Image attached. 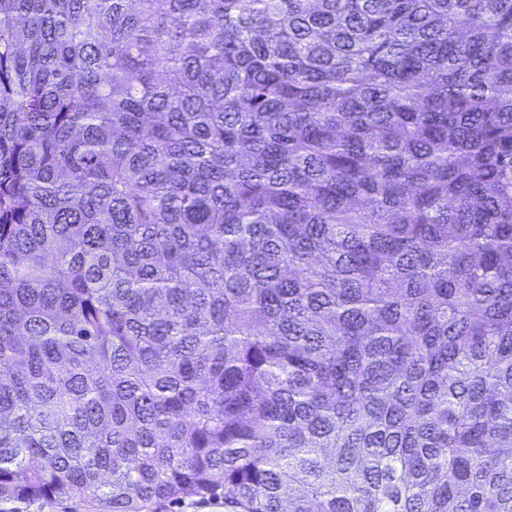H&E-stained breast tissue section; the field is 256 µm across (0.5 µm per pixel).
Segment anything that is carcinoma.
Listing matches in <instances>:
<instances>
[{"label":"carcinoma","instance_id":"cac0c4a2","mask_svg":"<svg viewBox=\"0 0 512 512\" xmlns=\"http://www.w3.org/2000/svg\"><path fill=\"white\" fill-rule=\"evenodd\" d=\"M0 500L512 512V0H0Z\"/></svg>","mask_w":512,"mask_h":512}]
</instances>
